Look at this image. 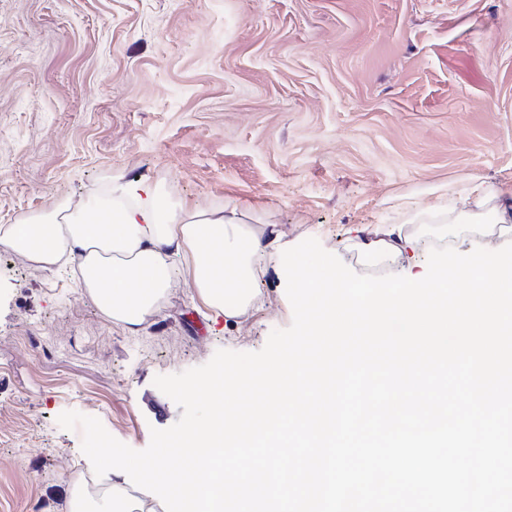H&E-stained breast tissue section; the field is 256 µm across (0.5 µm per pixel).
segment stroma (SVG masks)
Listing matches in <instances>:
<instances>
[{
	"label": "stroma",
	"mask_w": 512,
	"mask_h": 512,
	"mask_svg": "<svg viewBox=\"0 0 512 512\" xmlns=\"http://www.w3.org/2000/svg\"><path fill=\"white\" fill-rule=\"evenodd\" d=\"M137 180L237 204L358 273L422 276L439 237L371 264L364 231L512 190V0H0V225ZM131 335L71 271L0 252V512H69L81 430L133 449L182 414L153 383L293 318L282 265L227 319L172 260Z\"/></svg>",
	"instance_id": "obj_1"
}]
</instances>
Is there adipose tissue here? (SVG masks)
<instances>
[{
  "mask_svg": "<svg viewBox=\"0 0 512 512\" xmlns=\"http://www.w3.org/2000/svg\"><path fill=\"white\" fill-rule=\"evenodd\" d=\"M474 194V209H460L447 223L432 225V232L443 238L511 236L512 198L480 186ZM0 250L50 270L63 260L77 265V287L130 334L169 290L172 258L187 260V278L205 305L234 319L254 306L267 263L288 254L277 225L248 223L238 206L190 209L135 183L73 211L59 205L1 225Z\"/></svg>",
  "mask_w": 512,
  "mask_h": 512,
  "instance_id": "ef3b65f1",
  "label": "adipose tissue"
}]
</instances>
